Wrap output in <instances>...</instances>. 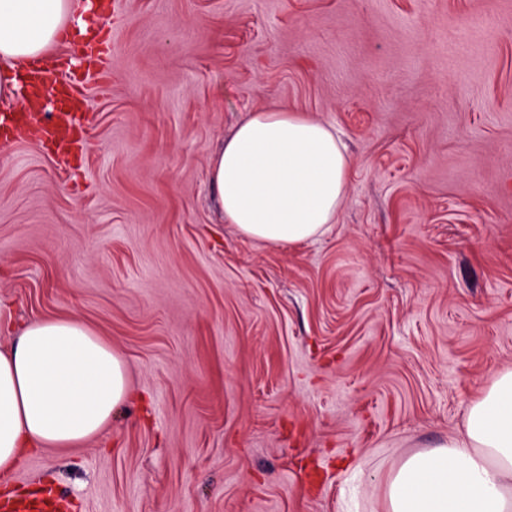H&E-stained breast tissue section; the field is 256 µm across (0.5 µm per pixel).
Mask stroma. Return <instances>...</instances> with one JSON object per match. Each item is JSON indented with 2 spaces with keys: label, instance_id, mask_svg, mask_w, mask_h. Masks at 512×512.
<instances>
[{
  "label": "stroma",
  "instance_id": "1",
  "mask_svg": "<svg viewBox=\"0 0 512 512\" xmlns=\"http://www.w3.org/2000/svg\"><path fill=\"white\" fill-rule=\"evenodd\" d=\"M84 145L0 142V347L78 313L131 398L0 495L70 512H383L512 369V0H103ZM288 105L353 159L335 224L224 223L210 159ZM63 497L50 488H40L23 495L0 500L1 512H63L67 507Z\"/></svg>",
  "mask_w": 512,
  "mask_h": 512
}]
</instances>
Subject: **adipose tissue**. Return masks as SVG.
I'll return each instance as SVG.
<instances>
[{
    "instance_id": "obj_1",
    "label": "adipose tissue",
    "mask_w": 512,
    "mask_h": 512,
    "mask_svg": "<svg viewBox=\"0 0 512 512\" xmlns=\"http://www.w3.org/2000/svg\"><path fill=\"white\" fill-rule=\"evenodd\" d=\"M90 0H0V98L21 66L64 45ZM352 164L331 125L285 107L250 112L212 159L208 178L228 223L271 246L325 234ZM129 397L123 358L77 314L28 323L0 350V477L25 453L77 448ZM385 512H512V370L475 398L462 426L388 476Z\"/></svg>"
}]
</instances>
